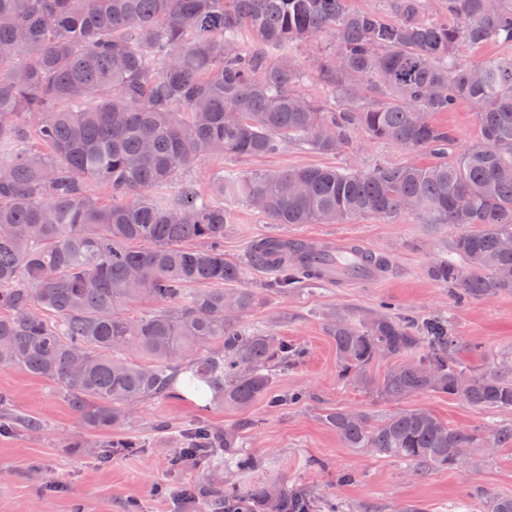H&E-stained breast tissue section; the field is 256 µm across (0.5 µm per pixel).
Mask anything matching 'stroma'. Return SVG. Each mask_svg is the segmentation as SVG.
Masks as SVG:
<instances>
[{"instance_id": "stroma-1", "label": "stroma", "mask_w": 512, "mask_h": 512, "mask_svg": "<svg viewBox=\"0 0 512 512\" xmlns=\"http://www.w3.org/2000/svg\"><path fill=\"white\" fill-rule=\"evenodd\" d=\"M352 159L367 167L405 163L409 156L357 131L336 155L287 145L267 157L211 160L193 168L188 178L206 191L212 173L224 166L240 171L337 167ZM226 206L233 214L224 233L227 259L243 262L252 240L276 235L352 239L388 262L373 282H305L283 293L268 290L269 271L245 265L241 284L259 296L245 323L272 328L303 351L299 360L274 372L271 391L280 396L300 392L303 400L274 407L263 397L243 411L191 396L147 400L137 405L125 428L107 436L89 430L52 382L0 366L5 413L19 421L0 431V512H187L180 499L183 489L217 479L242 489L254 483L301 485L317 500L337 501L342 512H398L408 504L424 512H485L477 490L512 498V447L472 448L466 469L429 466L417 474L408 463L345 447L324 420L326 412L338 407L362 411L376 422L398 409L341 379L336 347L326 331L334 315L357 317L386 302L398 318L443 317L458 336L459 358L469 369L512 363V293L460 302L450 286L428 275L432 260L447 253L457 227L423 224L411 215L394 223L365 217L351 224H270L244 203L230 200ZM409 404L430 410L453 427L512 425V409L479 410L443 394H422ZM201 422L237 431L242 454L256 460V467L240 474L200 461L171 470L169 461L183 434ZM125 437L139 442L137 453L105 452L108 439ZM347 472L354 473V481L340 482Z\"/></svg>"}]
</instances>
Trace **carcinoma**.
<instances>
[{
    "label": "carcinoma",
    "mask_w": 512,
    "mask_h": 512,
    "mask_svg": "<svg viewBox=\"0 0 512 512\" xmlns=\"http://www.w3.org/2000/svg\"><path fill=\"white\" fill-rule=\"evenodd\" d=\"M0 0V365L51 381L84 424L121 429L134 406L186 390L247 409L272 371L302 356L272 331L242 324L257 296L224 258L236 199L270 224H349L413 215L455 224L448 255L428 268L458 299L512 292V53L477 63L463 50L512 47V0ZM319 36L328 52L301 93L294 49ZM476 106L479 137L457 145L431 116ZM355 131L407 154L362 169H223L205 196L186 179L226 154L263 157L288 143L337 154ZM329 251L279 237L254 240L247 262L278 272L274 290L320 280ZM470 270L461 280L457 271ZM148 298L154 307L132 312ZM341 378L403 401L448 394L482 410L512 408V367L460 365L448 321L396 318L382 307L327 328ZM396 363L380 380L381 352ZM325 422L349 448L408 464L459 467L456 449L512 445V425H448L425 408L379 423L338 408ZM240 437L199 425L172 466L212 460L253 468ZM197 512H315L299 487L241 492L197 484ZM486 512L512 499L482 495Z\"/></svg>",
    "instance_id": "cac0c4a2"
}]
</instances>
